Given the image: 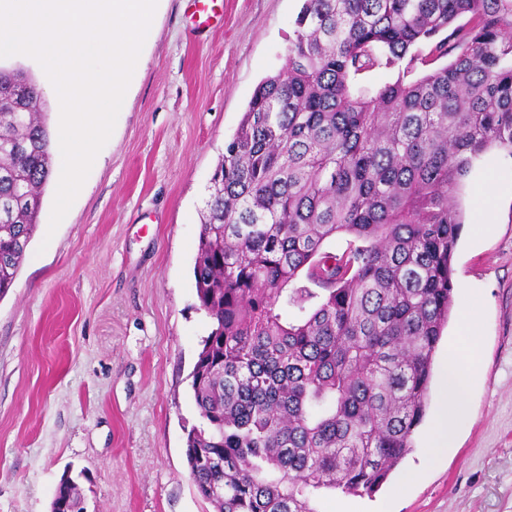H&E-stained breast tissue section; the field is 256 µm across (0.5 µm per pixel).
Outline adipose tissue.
<instances>
[{
  "label": "adipose tissue",
  "mask_w": 512,
  "mask_h": 512,
  "mask_svg": "<svg viewBox=\"0 0 512 512\" xmlns=\"http://www.w3.org/2000/svg\"><path fill=\"white\" fill-rule=\"evenodd\" d=\"M481 369L482 362L477 358L470 359L465 366L453 359L443 362L440 372L443 395L429 438L432 452L440 454L447 451L460 418L468 410L471 386Z\"/></svg>",
  "instance_id": "ef3b65f1"
}]
</instances>
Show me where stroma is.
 <instances>
[{
    "mask_svg": "<svg viewBox=\"0 0 512 512\" xmlns=\"http://www.w3.org/2000/svg\"><path fill=\"white\" fill-rule=\"evenodd\" d=\"M302 0H161L142 75L67 223L50 230L55 180L12 288L0 299V512H50L66 468L87 512H212L185 456L199 414L190 373L211 322L193 257L211 177L257 84L286 63ZM512 185L489 152L462 188L456 308L433 362L478 342L484 371L452 448L425 428L372 496L323 492L318 512H512V201L479 223L475 178ZM419 472L411 486L404 480Z\"/></svg>",
    "mask_w": 512,
    "mask_h": 512,
    "instance_id": "obj_1",
    "label": "stroma"
}]
</instances>
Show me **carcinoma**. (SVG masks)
Wrapping results in <instances>:
<instances>
[{"label": "carcinoma", "mask_w": 512, "mask_h": 512, "mask_svg": "<svg viewBox=\"0 0 512 512\" xmlns=\"http://www.w3.org/2000/svg\"><path fill=\"white\" fill-rule=\"evenodd\" d=\"M16 88L0 72V299L51 171L39 91ZM492 149L512 157V0H303L213 173L194 257L212 329L186 457L214 512H318L319 492L370 495L412 450L455 306L460 189ZM398 75V67L376 68L359 76L357 84L370 89H377L386 83L392 82Z\"/></svg>", "instance_id": "obj_1"}]
</instances>
